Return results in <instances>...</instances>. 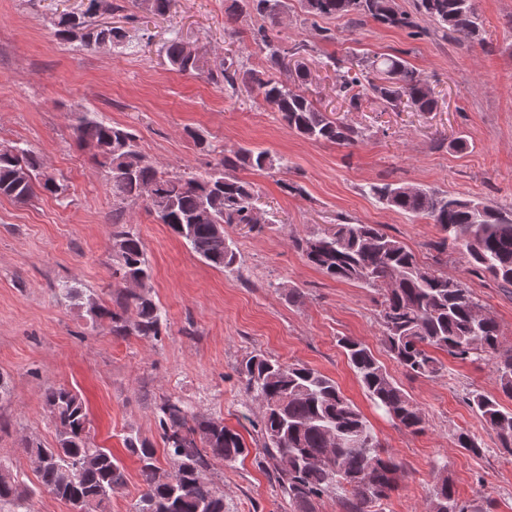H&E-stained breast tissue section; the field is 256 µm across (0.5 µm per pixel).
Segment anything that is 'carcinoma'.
<instances>
[{"mask_svg":"<svg viewBox=\"0 0 512 512\" xmlns=\"http://www.w3.org/2000/svg\"><path fill=\"white\" fill-rule=\"evenodd\" d=\"M171 0H135L142 9L165 15ZM312 20L370 18L417 36L415 17L395 7L394 0H300ZM124 9L112 0H87L78 15L63 13L53 21L57 37L89 47L88 37L102 34L98 11ZM285 0H241L228 14L234 21L253 12L264 24L253 32L265 52L264 71L241 75L231 54L208 71L211 80L236 89L238 82L257 91L280 115L288 128L315 141L350 146L361 131L331 116L306 95L302 85L308 71L303 61L288 70V56L308 53L305 43L282 46L274 29ZM418 12L446 30L479 35L475 0H418ZM173 70L191 73L204 66L203 49L195 52L173 39L165 46ZM329 63L342 71L336 96L349 99L355 85L388 107L402 103L416 112L438 106L434 89L421 79L406 59L383 55L366 61L358 72L344 68L345 61ZM73 130L76 140L95 149L112 189V240L116 266L112 276L137 288L119 289L113 310L98 303L76 286L65 284L61 296L85 309L89 321L111 322L116 337L156 339L167 331V319L150 292L151 267L140 237L122 222L124 205L144 199L157 219L189 246L190 251L214 268L240 272L233 243L224 236L226 224H252L256 207L252 185L237 177L240 168L263 171L275 166L266 150L239 147L225 153L202 174L165 171L144 155L129 129L110 125L92 112H78ZM40 188L52 195L65 192L57 179L46 177L40 157L15 142L0 146V197L17 202ZM370 194L386 207L432 221L442 236L431 243L434 263L423 264L403 242L379 224H324L293 246L325 276L354 282L378 296L377 322L386 352L406 374L435 377L443 365L431 350L454 359L484 360L491 364L499 391L512 398V346L503 340L500 325L460 278L437 269L448 249L464 252L468 268L485 273L505 288L512 287V212L462 196L392 183L373 184ZM364 392L385 410L395 424L411 433L423 430L420 407L407 395L375 357L371 349L352 337L339 340ZM237 372L246 393L261 410L257 434L262 463L295 512H316L317 502L341 490L342 512H373L375 504L397 490L402 465L381 451L360 410L340 391L336 382L318 370L257 354L241 362ZM471 409L496 435L500 450L512 456V409L500 398L475 389L468 393ZM42 403L56 428V444L48 448L30 442L26 451L43 460L35 470L37 484L23 485L7 460L0 458V512H16L22 502L46 492L70 504L77 512H105L112 491L127 482L122 461L89 436V420L79 392L50 386ZM157 420L167 467L160 466L157 449L139 433L124 438L127 453L139 462L142 490L132 512H224V495L213 482L215 463L232 464L250 453L241 435L210 417L191 413L181 400L165 396L157 403ZM426 512H476L456 496L448 477L437 475Z\"/></svg>","mask_w":512,"mask_h":512,"instance_id":"carcinoma-1","label":"carcinoma"}]
</instances>
